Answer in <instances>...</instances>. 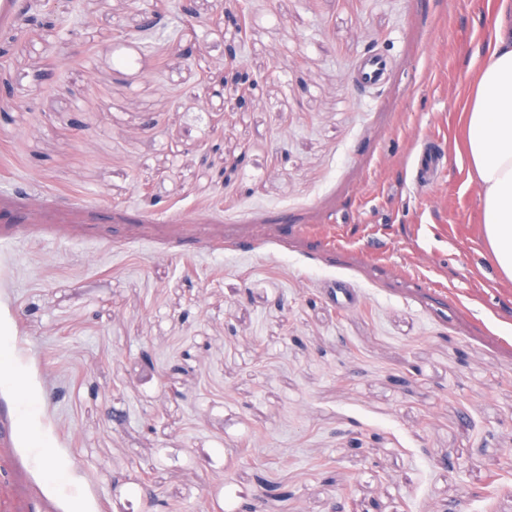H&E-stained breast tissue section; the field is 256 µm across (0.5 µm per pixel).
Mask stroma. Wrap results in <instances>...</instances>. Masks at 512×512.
Masks as SVG:
<instances>
[{
	"label": "stroma",
	"instance_id": "35a3bbf8",
	"mask_svg": "<svg viewBox=\"0 0 512 512\" xmlns=\"http://www.w3.org/2000/svg\"><path fill=\"white\" fill-rule=\"evenodd\" d=\"M499 2L247 0L243 109L214 0H150L143 54L141 0H0V512H512V283L455 149ZM243 43L244 40L243 37H241V39H239V45L230 43L225 47V56L228 58L229 63L232 66L235 64V71L230 80L222 76L220 81L210 88L212 96L219 97L224 100V95H227L231 91H236V88L240 83H256V80L250 77V74L247 72L243 64H236L238 62L237 55L240 53ZM215 86H217L218 89H215Z\"/></svg>",
	"mask_w": 512,
	"mask_h": 512
}]
</instances>
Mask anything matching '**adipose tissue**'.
Segmentation results:
<instances>
[{"mask_svg": "<svg viewBox=\"0 0 512 512\" xmlns=\"http://www.w3.org/2000/svg\"><path fill=\"white\" fill-rule=\"evenodd\" d=\"M462 112L481 236L501 278L512 282V29L497 28Z\"/></svg>", "mask_w": 512, "mask_h": 512, "instance_id": "obj_1", "label": "adipose tissue"}]
</instances>
